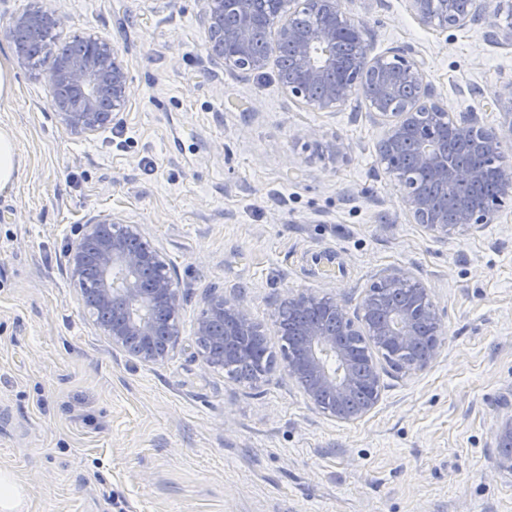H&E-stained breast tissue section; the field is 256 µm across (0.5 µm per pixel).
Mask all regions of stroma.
I'll return each instance as SVG.
<instances>
[{
  "instance_id": "35a3bbf8",
  "label": "stroma",
  "mask_w": 512,
  "mask_h": 512,
  "mask_svg": "<svg viewBox=\"0 0 512 512\" xmlns=\"http://www.w3.org/2000/svg\"><path fill=\"white\" fill-rule=\"evenodd\" d=\"M60 36L119 48L132 95L118 126H59L48 71L16 68L0 103L25 171L0 191V470L25 512H512L494 430L512 401V194L494 223L448 237L410 218L379 161L383 127L352 96L319 112L275 63L243 72L209 55L202 0H56ZM373 53L409 47L441 104L480 109L512 78V23L420 25L405 0H342ZM348 158L333 160L334 140ZM141 230L180 290L179 346L145 366L100 336L69 275L70 246L105 215ZM411 271L439 309L440 356L382 367L380 400L321 415L285 361L260 384L205 366L194 332L213 289L238 294L271 345L276 308L306 291L357 310L376 279Z\"/></svg>"
}]
</instances>
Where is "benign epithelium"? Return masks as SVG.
<instances>
[{
	"instance_id": "1",
	"label": "benign epithelium",
	"mask_w": 512,
	"mask_h": 512,
	"mask_svg": "<svg viewBox=\"0 0 512 512\" xmlns=\"http://www.w3.org/2000/svg\"><path fill=\"white\" fill-rule=\"evenodd\" d=\"M251 0H205L212 59L231 69L265 68L270 55L254 49L260 27L274 32L275 46L291 49L298 68L294 80L278 73L289 96L319 111L335 110L359 92L369 107L386 121L379 156L397 180L403 200L415 223L449 235L491 224L501 210V197L512 192V180L503 182L496 195L473 199L464 190L482 182L487 167L512 142V80L495 90L482 112L453 113L437 101L423 63L414 52L391 49L371 54L364 27L343 10L342 0H275L276 8L258 13L247 7ZM409 13L436 32L463 29L477 17L478 0H405ZM16 25L36 31L47 24L60 25L62 15L49 2L14 16ZM95 60L77 53L58 61L48 82L77 92V111L55 112L60 127L95 135L108 128L125 110L130 79L119 49L96 33L82 38ZM424 173L442 193L456 194L453 223H446L439 199L411 179V171ZM72 278L83 293L95 294L97 304L110 315L96 321L112 347L143 365L167 361L178 344L182 298L159 250L144 240L140 227L117 217H104L85 225L69 252ZM319 303L335 321L326 331L310 323L303 327L295 346H285L288 376L324 415L354 422L367 415L379 400L380 374L369 364L365 374L374 387L373 397L358 408L350 403L360 380L357 361L345 344L357 335L371 336L397 350L416 342L420 312L440 327L436 305L412 273L392 269L374 283L362 299L358 315L334 298L299 292L287 304L304 309ZM250 311L234 295L211 293L197 319L195 335L205 365L224 369V353L236 347L242 327L253 328ZM442 342L435 337L422 358H403L405 372L424 370L437 358ZM502 449L498 467L512 472V406L500 413L494 432Z\"/></svg>"
}]
</instances>
